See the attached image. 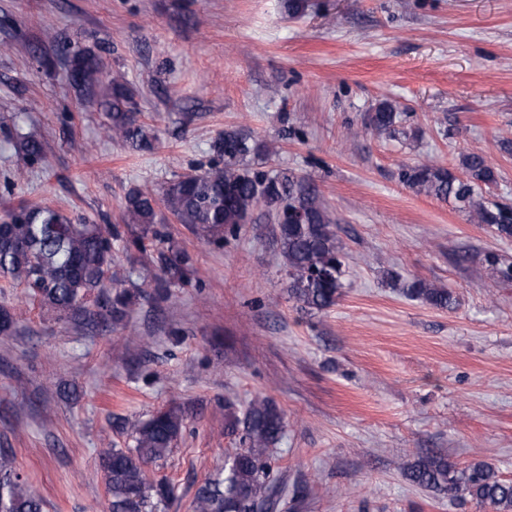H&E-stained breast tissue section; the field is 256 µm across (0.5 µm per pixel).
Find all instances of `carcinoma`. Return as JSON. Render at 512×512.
I'll return each instance as SVG.
<instances>
[{
    "label": "carcinoma",
    "instance_id": "obj_1",
    "mask_svg": "<svg viewBox=\"0 0 512 512\" xmlns=\"http://www.w3.org/2000/svg\"><path fill=\"white\" fill-rule=\"evenodd\" d=\"M67 78L105 111V134L132 151L150 150L158 141L156 129L138 117L135 92L114 80L105 82L99 59L88 51H73ZM399 113L389 101L379 103L369 116V127L393 136ZM19 149L30 160L43 156L44 145L31 136L19 139ZM222 164L191 176H177L157 195L130 189L122 205L127 228L126 248L146 249V241L161 244L157 260L161 276L154 286L176 288L194 273L190 255L164 234L159 225L165 214L188 226L210 244H222L265 211L277 224L279 267L288 278V299L302 310L322 312L336 304L346 275L336 224L319 193L303 176L291 171H264L254 158L270 153L267 145L238 129L224 130L215 145ZM465 176L430 163L406 166V186L427 195L450 199L468 220L482 224L499 238H512V208L486 201L482 187L497 182V173L479 154L462 161ZM120 236L112 224H77L50 207L20 204L0 220V278L25 288L40 307L57 319L80 326L92 314L87 299L118 325L128 316L132 296L107 291L112 264V239ZM486 262L499 280L512 282V263L489 252ZM389 285L410 299L451 311L453 292L423 279L404 280L388 273ZM180 410L167 408L132 427V446L104 448L100 459L110 494L109 512H156L172 495L164 484L153 485L145 466L167 459L182 434ZM228 434L239 439L224 464L201 485L192 512H273L283 493L271 465L284 432V420L267 398H255L243 413L228 414ZM414 484L450 499L470 498L495 512H512V480L501 478L488 463L459 469L445 456L424 458L406 469ZM0 512H44V502L33 493L15 467L14 457L0 453Z\"/></svg>",
    "mask_w": 512,
    "mask_h": 512
}]
</instances>
